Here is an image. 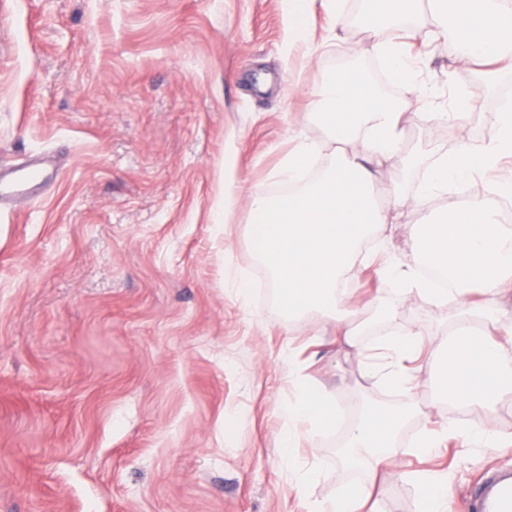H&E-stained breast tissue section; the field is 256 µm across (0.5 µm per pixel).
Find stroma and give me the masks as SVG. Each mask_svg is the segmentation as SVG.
<instances>
[{"label":"stroma","mask_w":512,"mask_h":512,"mask_svg":"<svg viewBox=\"0 0 512 512\" xmlns=\"http://www.w3.org/2000/svg\"><path fill=\"white\" fill-rule=\"evenodd\" d=\"M360 7L346 0L332 32L323 0H309L295 46L286 0H0V165L66 157L43 193L0 213V512H306L365 480L336 453L370 405L420 410L379 476V512H417L421 472L447 477L448 512H464L475 484L512 471V445L411 446L439 416L512 436V398L434 408L426 363L409 390L367 378L332 321L285 323L250 238V199L282 196L275 172L297 142L320 145L315 172L334 161L307 117L327 71L360 66L406 101L410 146L452 154L493 132L494 93L461 123H432L471 69L454 42L426 47L418 87L391 82L354 22ZM418 181L392 161L378 169L380 201L396 187L409 200L389 228L403 254L433 213L487 195L479 176L421 201ZM348 288L372 324L365 346L385 328L448 330L450 306L377 292L373 270ZM375 305L393 317L374 321ZM292 367L345 415L300 433L297 462L322 472L303 497L281 448Z\"/></svg>","instance_id":"stroma-1"}]
</instances>
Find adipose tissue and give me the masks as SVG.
<instances>
[{"label":"adipose tissue","instance_id":"obj_1","mask_svg":"<svg viewBox=\"0 0 512 512\" xmlns=\"http://www.w3.org/2000/svg\"><path fill=\"white\" fill-rule=\"evenodd\" d=\"M362 13L374 51L406 84L417 79L418 67L405 42L388 37L387 31L409 20L424 40L454 39L467 61L512 73V0H362ZM310 115L335 146L334 164L317 180L304 181L319 147L300 143L278 172L291 192L276 198L257 193L250 203L251 236L287 321L324 314L335 319L338 342L359 349L365 326L346 312L348 291L343 286L359 263L373 269L380 283H393L402 299L455 303L448 316L451 345L404 330L400 337L379 341V349L396 353L399 361L371 369V377L403 384L407 375L401 359L428 352L441 358L434 382L437 404L485 408L512 396V339L498 340L490 330L502 324L512 304V229L499 223L492 202L479 201L419 225L412 258L402 260L383 234L391 215L375 195L374 172L391 160L421 163V192L427 197L464 184L475 173H491L503 158L512 157V106L492 114L495 132L482 147L465 145L450 155L436 151L422 161L407 146L401 102L380 94L359 67L328 71ZM369 238L376 239V247L360 255L361 243ZM427 267L445 271L449 287H433L421 274ZM413 414L410 408L378 409L359 420L347 434L341 456L362 469L367 481L350 486L339 500L313 504L311 512H364L376 476L392 464L393 439ZM282 415L288 420L283 439L288 451L299 431L335 427L336 402L326 392L301 385Z\"/></svg>","mask_w":512,"mask_h":512}]
</instances>
